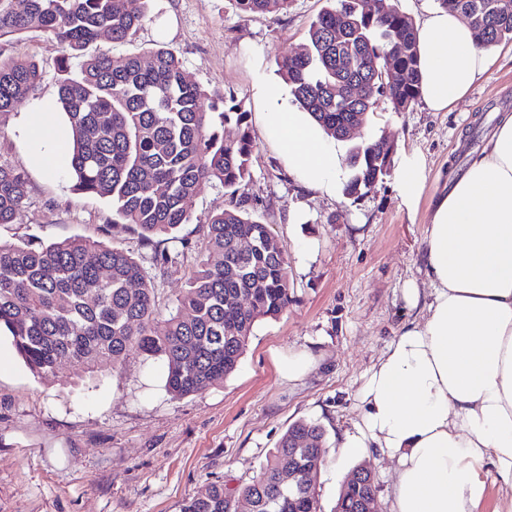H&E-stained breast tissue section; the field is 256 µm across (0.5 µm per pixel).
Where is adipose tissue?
I'll return each instance as SVG.
<instances>
[{"instance_id":"ef3b65f1","label":"adipose tissue","mask_w":512,"mask_h":512,"mask_svg":"<svg viewBox=\"0 0 512 512\" xmlns=\"http://www.w3.org/2000/svg\"><path fill=\"white\" fill-rule=\"evenodd\" d=\"M421 98L449 110L495 62L476 48L468 22L442 9L415 26ZM272 104L259 119L306 187H341V149L307 113L277 110L283 90L255 87ZM29 163L61 171L66 132L53 100L23 116ZM426 184L422 153H402L396 190L415 209ZM424 264L429 290L408 283L404 324L360 391V419L340 437L347 455L378 454L395 464L389 512H512V114L503 115L466 174L429 214Z\"/></svg>"}]
</instances>
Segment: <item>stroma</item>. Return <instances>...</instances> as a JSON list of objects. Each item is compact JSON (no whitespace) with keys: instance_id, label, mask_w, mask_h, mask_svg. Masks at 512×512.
Segmentation results:
<instances>
[{"instance_id":"obj_1","label":"stroma","mask_w":512,"mask_h":512,"mask_svg":"<svg viewBox=\"0 0 512 512\" xmlns=\"http://www.w3.org/2000/svg\"><path fill=\"white\" fill-rule=\"evenodd\" d=\"M326 0H291L265 15L238 13L229 0H151L134 41L101 34L94 50L134 54L153 44L173 48L186 78L207 91L234 92L250 114L255 145L245 190L250 210L269 225L288 260L291 301L276 319L255 324L234 373L181 399L165 388L166 361L130 353L95 382L71 364L36 377L0 336V512H180L205 486L250 483L288 426L314 421L326 431L327 453L318 491L332 512L348 474L359 465L374 476L378 512H388L396 470L387 458L340 454L339 435L358 421V395L368 373L410 319L402 297L407 281L427 287L424 244L433 203L468 169L501 114L512 113V45L497 57L468 96L445 112L416 102L404 112L378 104L343 151L386 137L394 153L426 158L427 180L416 211H408L388 173L363 196L335 198L304 187L266 138L257 115L267 106L257 81L280 83L277 57L307 42ZM58 42L38 31L0 39V55L25 56L44 71L35 95L0 117V163L25 172L29 198L20 223L0 224V241L47 243L89 237L137 259L149 256L136 232L113 231L112 207L94 194H74L68 172H34L18 134L21 117L57 96ZM217 183L193 200L195 223L183 225L167 248L175 261L156 282L155 304L167 316L203 254L202 220L227 208ZM315 242L309 257L300 246ZM307 351L315 359L302 378L280 376L278 357Z\"/></svg>"}]
</instances>
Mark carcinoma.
I'll use <instances>...</instances> for the list:
<instances>
[{
  "instance_id": "obj_1",
  "label": "carcinoma",
  "mask_w": 512,
  "mask_h": 512,
  "mask_svg": "<svg viewBox=\"0 0 512 512\" xmlns=\"http://www.w3.org/2000/svg\"><path fill=\"white\" fill-rule=\"evenodd\" d=\"M148 2L0 0V39L39 29L61 46L57 96L69 123L73 191L109 199L112 227L136 231L153 250L154 269L151 274L124 249L88 238L0 242V332L42 379L63 363L91 369L115 365L133 351L162 356L166 387L181 398L231 375L255 323L282 314L291 292L288 262L268 246V225L244 208L242 191L254 154L249 113L234 96L210 95L187 81L167 46L156 44L141 55L90 50L102 31L114 43L132 41ZM327 2L310 26L303 52L284 51L278 67L299 107L328 137L343 140L350 126L368 121L379 102L403 112L420 98L415 23L390 0H380L373 12L364 0ZM232 3L250 15L284 9L289 0ZM437 3L470 18L477 47L512 42V0ZM42 81L35 61L0 58V116ZM349 166L354 174L344 194L357 198L388 173L390 155L382 141L366 142L351 153ZM213 181L237 200L204 221L206 256L160 334L154 278L165 276L173 264L161 243L192 223V199L202 184ZM27 200L25 174L0 164V224L18 223ZM325 454L324 428L297 421L249 484L229 489L212 483L186 500L181 512H235L241 497L254 512H321L316 484ZM294 455L310 462L287 482L282 474ZM373 492L371 473L356 467L334 512H354Z\"/></svg>"
}]
</instances>
